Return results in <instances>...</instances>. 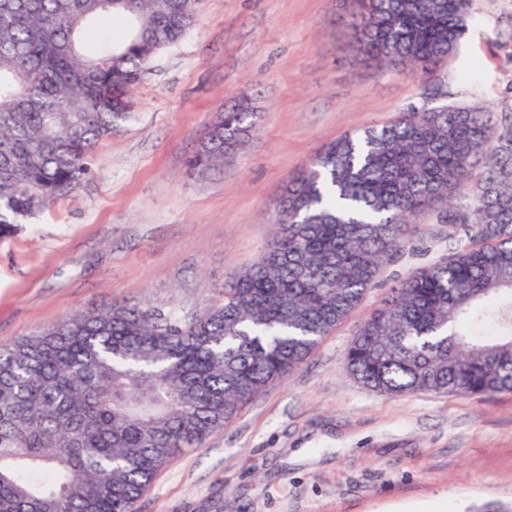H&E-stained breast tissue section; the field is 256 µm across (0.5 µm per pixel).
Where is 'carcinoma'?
Masks as SVG:
<instances>
[{"mask_svg":"<svg viewBox=\"0 0 512 512\" xmlns=\"http://www.w3.org/2000/svg\"><path fill=\"white\" fill-rule=\"evenodd\" d=\"M201 0H0V238L74 193L93 150L130 115L152 56L196 22ZM470 0H357L351 51L429 72L466 31ZM123 38L87 57L91 28ZM245 106L210 124L190 160L224 168L257 126ZM442 204L448 261L388 289L345 354L386 395L512 393V114L414 110L346 134L292 174L277 231L208 311L181 318L114 304L0 351V512H136L171 461L282 379L372 288ZM125 24L120 21H104L99 23L94 29H92L86 37V45L89 50H95L98 48L106 37L111 34L117 37L123 31Z\"/></svg>","mask_w":512,"mask_h":512,"instance_id":"obj_1","label":"carcinoma"}]
</instances>
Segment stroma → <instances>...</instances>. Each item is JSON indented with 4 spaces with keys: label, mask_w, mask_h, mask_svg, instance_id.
Instances as JSON below:
<instances>
[{
    "label": "stroma",
    "mask_w": 512,
    "mask_h": 512,
    "mask_svg": "<svg viewBox=\"0 0 512 512\" xmlns=\"http://www.w3.org/2000/svg\"><path fill=\"white\" fill-rule=\"evenodd\" d=\"M352 0H202L157 51L131 117L69 197L0 240V351L47 324L129 300L202 314L270 245L290 174L324 145L415 108L512 112V0H471L467 32L430 73L352 55ZM261 115L206 177L189 157L225 105ZM312 354L155 478L138 512H512V394L391 397L345 353L394 279L450 257L435 213Z\"/></svg>",
    "instance_id": "stroma-1"
}]
</instances>
